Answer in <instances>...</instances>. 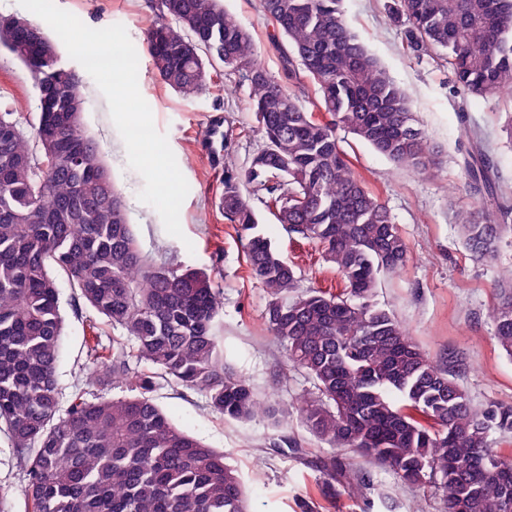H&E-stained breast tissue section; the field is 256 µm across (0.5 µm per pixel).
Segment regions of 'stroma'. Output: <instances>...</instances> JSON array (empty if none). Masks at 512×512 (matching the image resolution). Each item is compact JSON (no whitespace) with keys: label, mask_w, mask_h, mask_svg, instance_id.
I'll list each match as a JSON object with an SVG mask.
<instances>
[{"label":"stroma","mask_w":512,"mask_h":512,"mask_svg":"<svg viewBox=\"0 0 512 512\" xmlns=\"http://www.w3.org/2000/svg\"><path fill=\"white\" fill-rule=\"evenodd\" d=\"M57 5L92 28L123 25L139 59L138 86L151 108L156 129L164 133L189 185L180 209L184 239L170 236L156 209L141 202V175L127 162L124 142L107 101L93 78L67 50L63 65L74 71L87 101L85 128L97 141L101 157L128 209L142 251L156 261L204 268L224 293V353L235 372L248 379L260 398L286 404L282 427L256 419H224L211 412L203 394L160 382L153 397L170 420L207 446L224 453L238 469L251 512H440L433 487H408L393 473L370 469L373 481L356 496H325L319 462L333 450L304 424L297 403L312 385L285 367L282 345L267 331L264 315L269 298L251 274L245 241L218 208L226 174H241L264 147L251 110V88L242 72L223 69L219 85L188 100L164 84L152 67L143 42L155 19L150 0H56ZM394 0H342L347 25L359 35L390 78L404 91L420 125L439 150V167L428 178L398 167L345 129H337L340 149L368 189L390 210L408 244L404 267L384 272L374 297L405 325L421 349L439 363L458 362L457 384L479 407L512 406V358L499 347L488 318L493 280L512 274V236L499 242L494 257L473 258L459 226L460 212L477 204L464 184L460 166L468 146L463 129L477 132L491 150L512 206V137L506 123L512 101L505 98L461 100L446 55L413 50L406 18L395 17ZM253 36L258 60L279 83L288 77L275 44L278 30L261 0H224ZM0 109L10 110L24 125L37 120L33 83L23 64L0 50ZM248 196L258 230L281 257L293 264L300 289L339 288L341 279L322 258L318 243L289 233L256 191ZM64 318L57 375L63 396L88 386V325L96 317L68 284H61ZM295 440L296 454H281V436ZM26 483L9 439L0 432V488L8 495L0 512H25Z\"/></svg>","instance_id":"obj_1"}]
</instances>
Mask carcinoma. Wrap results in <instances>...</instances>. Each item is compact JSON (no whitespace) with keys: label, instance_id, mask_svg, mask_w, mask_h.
Returning <instances> with one entry per match:
<instances>
[{"label":"carcinoma","instance_id":"obj_1","mask_svg":"<svg viewBox=\"0 0 512 512\" xmlns=\"http://www.w3.org/2000/svg\"><path fill=\"white\" fill-rule=\"evenodd\" d=\"M340 3L261 0L286 38L288 79L317 87L310 109L258 62L251 34L222 0H154L146 51L159 78L188 99L208 89L218 64L245 72L265 147L242 183L264 193L279 223L319 243L344 277L336 294L296 293L293 267L257 231L239 182L224 179L219 209L237 225L269 296L267 328L314 384L300 405L310 432L405 484L434 487L444 512H512V454L489 439L494 429L512 432V406L475 407L453 367L428 358L374 302L378 275L400 269L408 246L339 150L336 128L420 174H435L438 162L404 92L347 26ZM397 12L414 47L448 50L462 98L512 91V0H399ZM0 47L25 65L39 113L28 132L0 112V426L26 471V512H249L224 454L177 428L152 396L160 378L204 394L226 419L280 423L282 410L225 366L215 277L144 258L84 129L80 80L42 24L0 17ZM464 136L471 147L462 170L479 206L462 214L463 241L485 259L512 233V210L501 204L488 147L468 129ZM61 276L124 334L108 347L93 336L92 383L124 382L135 395L89 399L79 390L61 408ZM493 288L489 317L512 357V276ZM321 473L327 489H360L359 471L334 456Z\"/></svg>","mask_w":512,"mask_h":512}]
</instances>
